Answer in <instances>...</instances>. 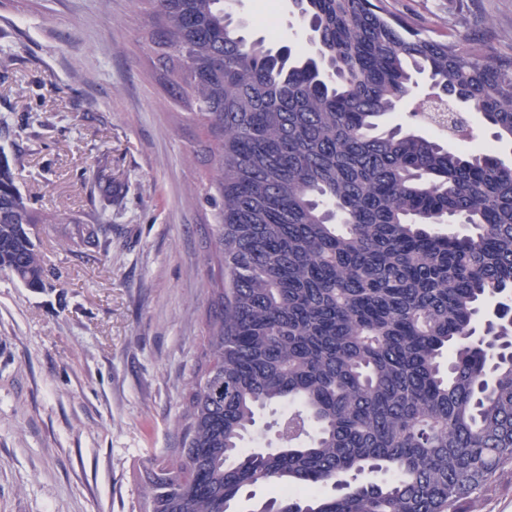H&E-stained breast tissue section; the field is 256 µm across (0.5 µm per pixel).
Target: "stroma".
<instances>
[{
  "instance_id": "1",
  "label": "stroma",
  "mask_w": 512,
  "mask_h": 512,
  "mask_svg": "<svg viewBox=\"0 0 512 512\" xmlns=\"http://www.w3.org/2000/svg\"><path fill=\"white\" fill-rule=\"evenodd\" d=\"M424 29L459 20L512 53V0H388ZM250 37L295 46L290 0H237ZM135 0H0V149L34 207L111 222L107 245L41 224L54 277L0 274V512H134L169 460L217 264L201 132L169 90ZM39 115L36 135L18 130Z\"/></svg>"
}]
</instances>
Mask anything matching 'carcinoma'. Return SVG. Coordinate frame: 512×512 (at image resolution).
I'll list each match as a JSON object with an SVG mask.
<instances>
[{
  "instance_id": "carcinoma-1",
  "label": "carcinoma",
  "mask_w": 512,
  "mask_h": 512,
  "mask_svg": "<svg viewBox=\"0 0 512 512\" xmlns=\"http://www.w3.org/2000/svg\"><path fill=\"white\" fill-rule=\"evenodd\" d=\"M148 45L203 127L221 273L183 397L180 446L145 469L138 512H466L512 476V167L388 119L425 74L512 142V56L440 37L386 0H293L309 47L239 33L232 0H144ZM463 220L468 234L438 225ZM38 224L97 247L111 222L35 208L0 151V273L43 289ZM450 354L448 373L440 359ZM288 404L282 447H242ZM391 474L383 484L365 471ZM331 485L333 495L320 489Z\"/></svg>"
}]
</instances>
